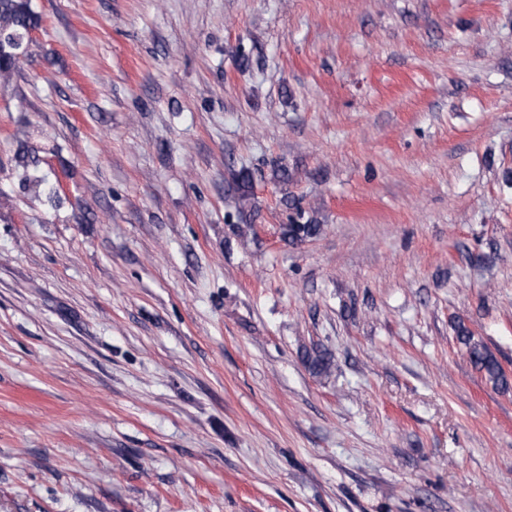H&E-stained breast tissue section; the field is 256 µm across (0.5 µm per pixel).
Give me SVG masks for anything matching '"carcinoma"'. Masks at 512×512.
Listing matches in <instances>:
<instances>
[{
    "label": "carcinoma",
    "instance_id": "carcinoma-1",
    "mask_svg": "<svg viewBox=\"0 0 512 512\" xmlns=\"http://www.w3.org/2000/svg\"><path fill=\"white\" fill-rule=\"evenodd\" d=\"M40 24V16L32 7L30 0H0V81L9 82L19 63V55L29 33ZM252 178L246 169H241L233 177L228 194L233 199L238 215L243 219L252 216L251 203ZM322 225L305 222L284 224L281 227L282 239L297 244L319 236ZM457 340L465 348L470 363L484 374L494 388L504 392L512 388L506 372L488 350L485 344L468 331L464 325L457 329ZM304 362L316 376H327L331 372L333 358L326 350L314 349L305 352Z\"/></svg>",
    "mask_w": 512,
    "mask_h": 512
}]
</instances>
